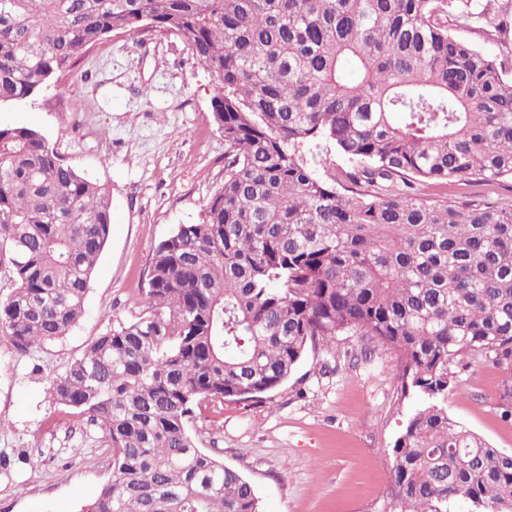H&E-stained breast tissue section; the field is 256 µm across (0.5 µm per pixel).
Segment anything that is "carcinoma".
Here are the masks:
<instances>
[{
	"label": "carcinoma",
	"mask_w": 512,
	"mask_h": 512,
	"mask_svg": "<svg viewBox=\"0 0 512 512\" xmlns=\"http://www.w3.org/2000/svg\"><path fill=\"white\" fill-rule=\"evenodd\" d=\"M0 0V108L114 33L182 39L219 82L224 181L155 248L137 321L52 381L96 423L112 478L80 512H262L197 444L202 411L257 400L352 332L398 352L422 403L392 447L400 512H512V456L448 416L451 366L512 369V205L426 186L512 180V74L451 34L486 0ZM325 142L350 162L312 167ZM109 190L28 126L0 127V334L66 335L111 233Z\"/></svg>",
	"instance_id": "obj_1"
}]
</instances>
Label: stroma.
<instances>
[{
  "label": "stroma",
  "instance_id": "obj_1",
  "mask_svg": "<svg viewBox=\"0 0 512 512\" xmlns=\"http://www.w3.org/2000/svg\"><path fill=\"white\" fill-rule=\"evenodd\" d=\"M217 85L184 41L149 29L104 39L23 107L0 110V125L39 129L112 195L82 319L23 354L0 337V512H78L111 478L99 427L59 404L52 380L94 338L141 316L155 247L199 222L223 182ZM398 363L394 351L343 335L334 356L309 350L279 389L225 402L218 422L198 419L193 431L253 484L263 512H389V453L419 405L402 395ZM454 372L449 416L512 454V422L501 417L512 371L474 359Z\"/></svg>",
  "mask_w": 512,
  "mask_h": 512
}]
</instances>
